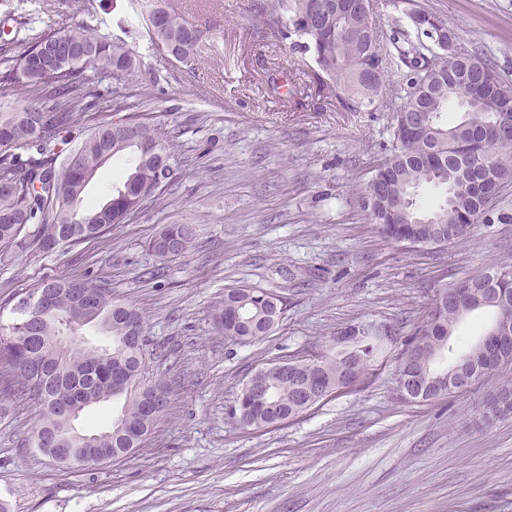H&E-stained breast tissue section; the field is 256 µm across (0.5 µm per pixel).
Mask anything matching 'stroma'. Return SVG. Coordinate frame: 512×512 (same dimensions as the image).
Listing matches in <instances>:
<instances>
[{"instance_id": "1", "label": "stroma", "mask_w": 512, "mask_h": 512, "mask_svg": "<svg viewBox=\"0 0 512 512\" xmlns=\"http://www.w3.org/2000/svg\"><path fill=\"white\" fill-rule=\"evenodd\" d=\"M208 31L188 61L139 41L140 69L90 91L102 99L76 137L132 113L159 123L175 153L171 183L102 238L43 252L0 251V323L43 280L107 281L147 313V365L170 388L169 406L135 453L65 469L27 447L36 413L0 401V498L12 512H512V416H477L512 363L466 391L417 403L398 388L397 357L363 384L301 416L244 428L228 411L258 369L329 348L351 325L392 327L406 340L445 288L512 263V179L488 204L491 221L437 252L384 237L358 191L392 148L387 81L370 112L293 90L310 55L270 37L254 0H172ZM448 25L461 51H481L512 81V0H416ZM44 23L103 21L121 35L127 0H32ZM382 46L424 41L403 8L372 0ZM189 224L196 246L162 277L150 239ZM282 297L274 332L247 344L216 332L225 288Z\"/></svg>"}]
</instances>
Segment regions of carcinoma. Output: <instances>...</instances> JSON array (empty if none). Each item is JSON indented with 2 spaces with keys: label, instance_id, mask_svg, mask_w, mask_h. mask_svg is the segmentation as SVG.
Instances as JSON below:
<instances>
[{
  "label": "carcinoma",
  "instance_id": "carcinoma-1",
  "mask_svg": "<svg viewBox=\"0 0 512 512\" xmlns=\"http://www.w3.org/2000/svg\"><path fill=\"white\" fill-rule=\"evenodd\" d=\"M139 29L118 37L85 24L47 29L27 37L12 11L0 22V65L15 62L0 75V99L19 106L0 105V181L13 189L0 192V247L26 240L25 228L35 225L31 244L50 252L64 245L102 237L123 223L127 205L142 203L160 182L173 174L174 151L161 129L139 121L128 131L110 122L98 126L69 152L58 149L65 134L93 115L98 101L86 91L89 75L119 80L139 63L137 36L171 59L184 62L206 36L169 0H127ZM276 40L313 55L318 73L316 89L335 94L349 112H370L379 89L390 75H402L405 95L393 110V151L374 170L359 192L364 208L393 241L440 240L462 237L486 215L462 176L485 166L504 179L512 176V143L504 142L498 126L512 122V83L505 81L476 53L453 51L440 56L422 43L406 41L385 54L379 48L378 28L362 0H272L260 9ZM414 26L429 38L448 37L451 30L439 18L415 9ZM464 108L459 121L448 120V103ZM128 159V171L100 207L81 209L82 196L97 171L115 157ZM194 231L185 224H169L153 238L150 251L160 261L185 254ZM493 288L506 294L512 309V265ZM486 298L481 286L454 303L439 293L427 318L404 343L416 348L410 366L415 381L446 372L465 355L484 354L477 336L450 363L439 365L432 352L445 358L460 319L458 307ZM18 318L0 326V400L29 399L38 408L37 423L28 447L69 467L80 466L87 447L86 433L70 427L61 404L73 407L121 401L116 423L96 432L98 447L116 456L140 447L165 408L154 409L138 379L146 378L148 339L146 312L112 298L102 281L47 279L19 300ZM280 299L247 287H227L214 306V319L224 340L245 344L269 335L268 324L279 322ZM93 326L104 336L107 351L85 348L78 331ZM67 341H62V337ZM389 354L381 338L365 324L348 343H335L316 356L315 365L298 362L288 376H277L270 390L254 396L237 423L262 428L287 422L313 407L309 393L323 400L345 385L343 371L354 367L356 381L381 364ZM495 362L512 361V335L494 346ZM512 415V380L504 381L483 404L482 420Z\"/></svg>",
  "mask_w": 512,
  "mask_h": 512
}]
</instances>
